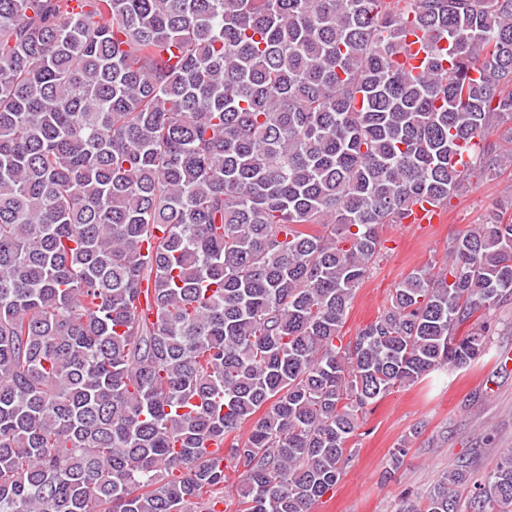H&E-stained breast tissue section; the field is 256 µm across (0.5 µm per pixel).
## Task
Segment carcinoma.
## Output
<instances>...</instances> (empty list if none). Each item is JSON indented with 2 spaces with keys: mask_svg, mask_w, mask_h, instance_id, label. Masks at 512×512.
I'll use <instances>...</instances> for the list:
<instances>
[{
  "mask_svg": "<svg viewBox=\"0 0 512 512\" xmlns=\"http://www.w3.org/2000/svg\"><path fill=\"white\" fill-rule=\"evenodd\" d=\"M508 122L512 0H0V512H312L371 405L487 354L504 206L342 328ZM398 512H512V448ZM421 36L419 31L410 30L406 37V51L398 58V62L413 74L421 71V66L425 61L426 53L422 49Z\"/></svg>",
  "mask_w": 512,
  "mask_h": 512,
  "instance_id": "cac0c4a2",
  "label": "carcinoma"
}]
</instances>
